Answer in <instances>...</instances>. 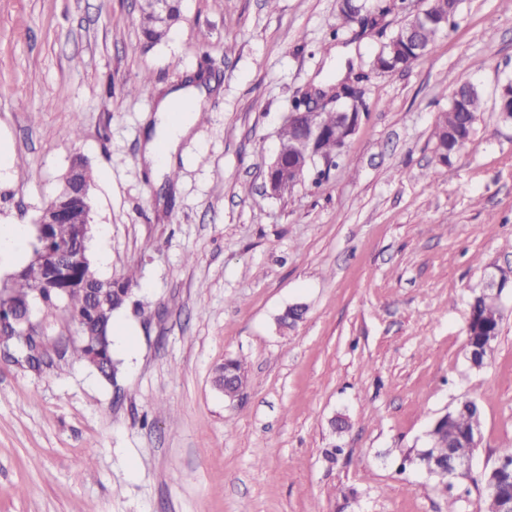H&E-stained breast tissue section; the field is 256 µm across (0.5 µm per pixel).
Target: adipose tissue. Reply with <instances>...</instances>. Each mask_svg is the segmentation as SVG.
<instances>
[{"instance_id":"obj_1","label":"adipose tissue","mask_w":512,"mask_h":512,"mask_svg":"<svg viewBox=\"0 0 512 512\" xmlns=\"http://www.w3.org/2000/svg\"><path fill=\"white\" fill-rule=\"evenodd\" d=\"M201 101L195 89L182 88L162 97L156 110L161 118L162 136L146 142L144 159L150 168L168 169L179 142L193 127Z\"/></svg>"}]
</instances>
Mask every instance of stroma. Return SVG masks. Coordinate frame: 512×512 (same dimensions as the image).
Returning <instances> with one entry per match:
<instances>
[{"label": "stroma", "mask_w": 512, "mask_h": 512, "mask_svg": "<svg viewBox=\"0 0 512 512\" xmlns=\"http://www.w3.org/2000/svg\"><path fill=\"white\" fill-rule=\"evenodd\" d=\"M333 38L336 0H182L139 47V0H0V226H31L71 158L93 173L89 252L99 277L137 271L115 317L116 382L69 357L0 360V512H479L403 466L460 402L481 409L471 466L512 446V292L492 357L469 369L467 297L512 269V0H463L453 29L409 69L371 71L404 21ZM351 46L366 112L327 182L263 192L293 98ZM216 89L181 145L175 182L143 165L156 92L200 69ZM485 92L471 141L436 164L431 133L457 83ZM300 304L288 334L278 317ZM245 367L239 399L212 385ZM342 446L336 466L323 450ZM357 496L344 500V493Z\"/></svg>", "instance_id": "stroma-1"}]
</instances>
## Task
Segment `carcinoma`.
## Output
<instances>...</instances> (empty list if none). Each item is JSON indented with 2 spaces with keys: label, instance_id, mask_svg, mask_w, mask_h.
Returning <instances> with one entry per match:
<instances>
[{
  "label": "carcinoma",
  "instance_id": "obj_1",
  "mask_svg": "<svg viewBox=\"0 0 512 512\" xmlns=\"http://www.w3.org/2000/svg\"><path fill=\"white\" fill-rule=\"evenodd\" d=\"M370 0H338L339 25L336 30H345L358 23L365 27L377 23L369 5ZM423 12L431 15L435 22L420 26L408 37L397 30L385 42L370 61L373 70L380 73H394L408 69L418 62L420 57L429 55L438 37L446 30L444 21L455 17L448 12V0H427ZM181 15L180 0H168L165 10L160 11L154 5L147 4L142 9L140 29L143 43L153 46L164 40L171 27ZM333 104L322 107L316 116V122L323 127L324 136L308 145V154H332L340 158L336 146L346 145L350 138L349 126L339 117L341 112H359V107L351 103L348 95L335 93ZM305 100L296 99L291 106L292 116L280 128L278 138L282 147V164L270 167V176L279 190L288 187V182H301L311 171L305 155L298 149L309 124ZM484 111V95L481 87L470 84L462 94H452L448 108L440 112L434 124L432 137L437 162L447 165L452 157L466 143L475 131L480 112ZM72 177L67 187L59 190L51 200L56 206H76L83 202L92 205L91 199L82 196V189L92 187L93 179L88 160L77 154L70 162ZM74 225L54 224L50 228L52 244L65 243L73 236ZM136 279L129 272L111 281L107 296L112 305L105 314L99 308L93 295L86 287H78L65 279H52L47 269L37 261H31L20 272L14 274L7 283L11 300L16 305L24 304L34 293L40 290L41 310L52 312L63 308L70 320L77 326L79 339L72 343L69 352L76 360L92 363V357L102 355L109 359L108 368L101 375L108 381H114L120 372L121 362L113 356L112 322L115 315L130 302ZM472 323L468 325L466 344H476L482 337L500 331V314L497 297L481 290L473 291L469 301ZM244 368L237 359H228L218 368L213 377L214 386L230 397L243 384ZM480 412L476 402L466 401L448 413L438 425L431 437L433 447L419 448L405 461L418 465L427 458H434L448 467L457 460L473 455L474 449L468 442L469 432L478 423ZM495 482L501 494L512 499V468H504L495 475Z\"/></svg>",
  "mask_w": 512,
  "mask_h": 512
}]
</instances>
